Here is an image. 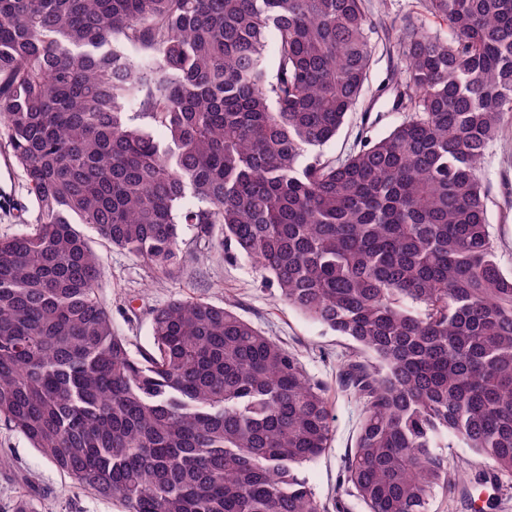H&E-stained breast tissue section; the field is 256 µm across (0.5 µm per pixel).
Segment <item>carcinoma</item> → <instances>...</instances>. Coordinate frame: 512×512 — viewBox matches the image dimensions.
<instances>
[{
  "label": "carcinoma",
  "instance_id": "cac0c4a2",
  "mask_svg": "<svg viewBox=\"0 0 512 512\" xmlns=\"http://www.w3.org/2000/svg\"><path fill=\"white\" fill-rule=\"evenodd\" d=\"M404 118L336 138L375 52L364 0H0V126L36 207L0 237V420L122 512H325L299 468L325 385L231 306L153 309L134 354L89 240L160 275L182 227L367 354L342 461L366 512H427L462 444L512 474V271L478 165L512 121V0H425ZM160 127L166 139L152 132Z\"/></svg>",
  "mask_w": 512,
  "mask_h": 512
}]
</instances>
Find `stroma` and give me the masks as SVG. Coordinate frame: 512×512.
I'll return each instance as SVG.
<instances>
[{"instance_id":"stroma-1","label":"stroma","mask_w":512,"mask_h":512,"mask_svg":"<svg viewBox=\"0 0 512 512\" xmlns=\"http://www.w3.org/2000/svg\"><path fill=\"white\" fill-rule=\"evenodd\" d=\"M365 9L377 25L373 36L374 61L364 93L335 140L328 143L327 156L344 155L360 134L381 135L398 124L402 113L392 111L395 79L405 63L391 23L411 19L432 32L444 31L442 20L428 12L422 0H366ZM479 175L488 188L487 209L498 243V257L505 270H512V122L506 123L497 140L485 152ZM36 211L28 195L23 174L17 168L0 169V236H10L33 222ZM82 233L100 257L103 278L98 291L112 312L115 331L130 350L150 348L151 312L182 297H197L216 305L231 304L247 321L267 336L299 354L306 370L328 387L334 415V439L324 454L300 470L316 495L333 505L342 459L357 432L360 410L350 392L339 388L336 376L341 360L352 350L347 338L312 322L281 301L267 287L256 265L249 260L227 259L208 242L185 232L183 249L188 260L171 276L154 274L140 260L112 248L95 229L82 226ZM455 485L450 493H436L428 512H472L469 477L488 472V461L472 449H450ZM0 512H14L19 499L31 496L32 512H121L117 500L75 489L69 480L32 448L21 433L0 424Z\"/></svg>"}]
</instances>
